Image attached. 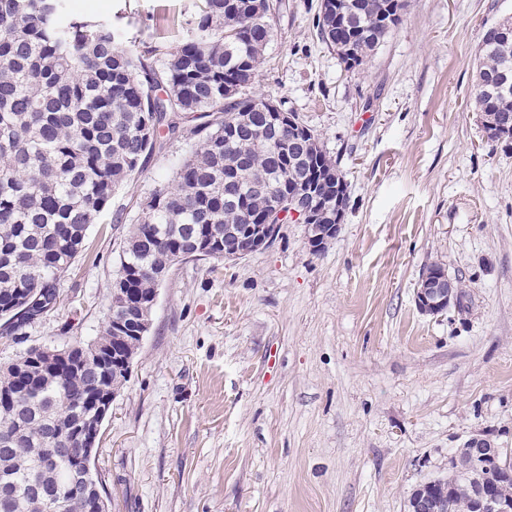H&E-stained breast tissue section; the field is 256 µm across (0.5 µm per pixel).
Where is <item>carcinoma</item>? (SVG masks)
<instances>
[{
	"mask_svg": "<svg viewBox=\"0 0 512 512\" xmlns=\"http://www.w3.org/2000/svg\"><path fill=\"white\" fill-rule=\"evenodd\" d=\"M254 0H195L194 32L173 52L157 45L127 46L112 22L65 14L63 0H0V316L28 294L52 310L59 284L85 251L89 226L114 193L164 137L195 122L194 146L172 181L149 194L128 228L107 321L94 343L118 341L115 323L137 316L169 271L188 261L200 239L212 243L208 258L224 257V227L253 224L306 183L321 205L348 204V183L337 162L309 133L300 144L282 127L266 128L256 100L232 96L229 80L251 82L271 35L268 19L255 21ZM404 0H339L321 5L316 27L322 43L336 47V12L358 31L354 50L368 59L396 27ZM512 76V49L482 36L472 85L487 140L511 141L512 87L496 92L491 78ZM243 197L224 204L225 179ZM266 184L270 196L250 185ZM33 323L22 317L1 336H18ZM32 347L0 365V394H15L0 407V512H92L94 475L80 467L75 431L86 412L83 399L96 384L120 389L128 378L115 371L100 379L89 360H76L58 376L33 363ZM67 448L52 465L44 449ZM459 453L448 477L422 483L438 492V512H469L468 491L480 482L512 499V477L463 470Z\"/></svg>",
	"mask_w": 512,
	"mask_h": 512,
	"instance_id": "obj_1",
	"label": "carcinoma"
}]
</instances>
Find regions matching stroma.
I'll return each instance as SVG.
<instances>
[{"mask_svg":"<svg viewBox=\"0 0 512 512\" xmlns=\"http://www.w3.org/2000/svg\"><path fill=\"white\" fill-rule=\"evenodd\" d=\"M131 47L175 48L194 0H65ZM265 62L244 96L318 135L349 185L321 252L307 227L236 260L188 261L158 290L92 467L111 512H408L470 438L512 455V142L472 101L485 28L512 0H405L361 66L317 37L320 0H271ZM191 140H167L117 191L57 306L0 336V363L90 341L105 323L130 219ZM461 284L429 316L428 266Z\"/></svg>","mask_w":512,"mask_h":512,"instance_id":"35a3bbf8","label":"stroma"}]
</instances>
